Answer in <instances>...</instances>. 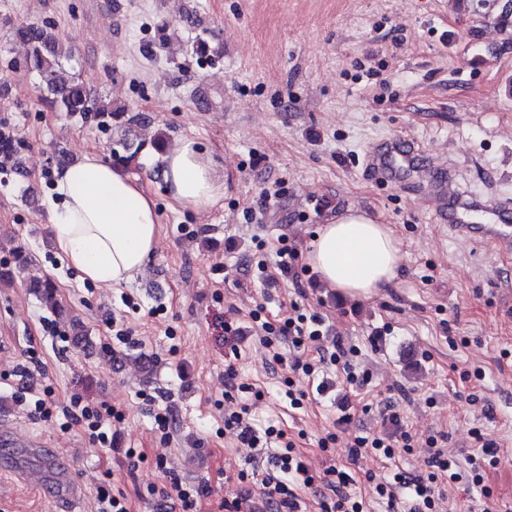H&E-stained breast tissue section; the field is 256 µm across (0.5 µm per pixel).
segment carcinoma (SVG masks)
<instances>
[{
	"mask_svg": "<svg viewBox=\"0 0 512 512\" xmlns=\"http://www.w3.org/2000/svg\"><path fill=\"white\" fill-rule=\"evenodd\" d=\"M17 34L27 44L28 50L22 58L10 61L8 68H25L37 72L42 80L43 98L61 111L71 116L91 115L98 125L105 128L112 126V108L101 98L94 96L82 80L63 75L59 63L62 48L55 36L35 25L23 26L17 30ZM28 260L25 249L18 247L13 258L15 267H0V282L13 280L14 270L25 269ZM29 288L39 295L49 309L61 312L55 298V285L50 279L34 280L29 283Z\"/></svg>",
	"mask_w": 512,
	"mask_h": 512,
	"instance_id": "obj_1",
	"label": "carcinoma"
}]
</instances>
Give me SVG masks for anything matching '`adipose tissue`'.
<instances>
[{
	"instance_id": "1",
	"label": "adipose tissue",
	"mask_w": 512,
	"mask_h": 512,
	"mask_svg": "<svg viewBox=\"0 0 512 512\" xmlns=\"http://www.w3.org/2000/svg\"><path fill=\"white\" fill-rule=\"evenodd\" d=\"M162 175L169 197L182 207L204 210L224 196L223 166L195 140L166 150ZM47 214L68 267L105 287L140 277L160 238L151 193L93 151L56 172ZM306 259L343 297L367 299L397 278L400 242L389 225L351 209L320 225Z\"/></svg>"
}]
</instances>
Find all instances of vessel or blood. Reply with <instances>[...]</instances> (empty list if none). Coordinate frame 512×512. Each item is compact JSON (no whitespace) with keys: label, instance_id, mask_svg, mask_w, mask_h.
<instances>
[{"label":"vessel or blood","instance_id":"1","mask_svg":"<svg viewBox=\"0 0 512 512\" xmlns=\"http://www.w3.org/2000/svg\"><path fill=\"white\" fill-rule=\"evenodd\" d=\"M366 165L374 178L427 200L435 219L454 235L512 252V219L500 203L464 189L451 166L432 163L418 144L401 137L383 140L367 153Z\"/></svg>","mask_w":512,"mask_h":512}]
</instances>
